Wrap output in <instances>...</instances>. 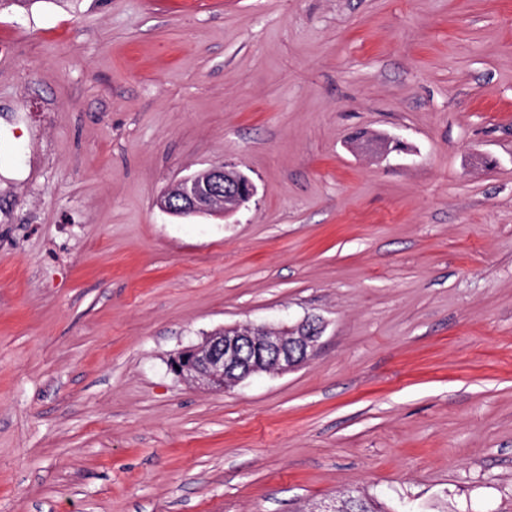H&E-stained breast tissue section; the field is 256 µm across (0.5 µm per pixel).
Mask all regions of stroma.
<instances>
[{
  "label": "stroma",
  "mask_w": 512,
  "mask_h": 512,
  "mask_svg": "<svg viewBox=\"0 0 512 512\" xmlns=\"http://www.w3.org/2000/svg\"><path fill=\"white\" fill-rule=\"evenodd\" d=\"M221 163L245 208L156 206ZM309 315L287 374L168 368ZM341 493L512 512V0L0 6V512Z\"/></svg>",
  "instance_id": "1"
}]
</instances>
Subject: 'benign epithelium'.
Here are the masks:
<instances>
[{
  "label": "benign epithelium",
  "instance_id": "7a95c632",
  "mask_svg": "<svg viewBox=\"0 0 512 512\" xmlns=\"http://www.w3.org/2000/svg\"><path fill=\"white\" fill-rule=\"evenodd\" d=\"M255 193L248 177L220 164L176 182L157 204L182 217L225 216L249 203ZM323 332V322L309 316L277 327L225 326L170 356L168 367L188 385L226 392L255 375L285 374L305 365Z\"/></svg>",
  "mask_w": 512,
  "mask_h": 512
}]
</instances>
